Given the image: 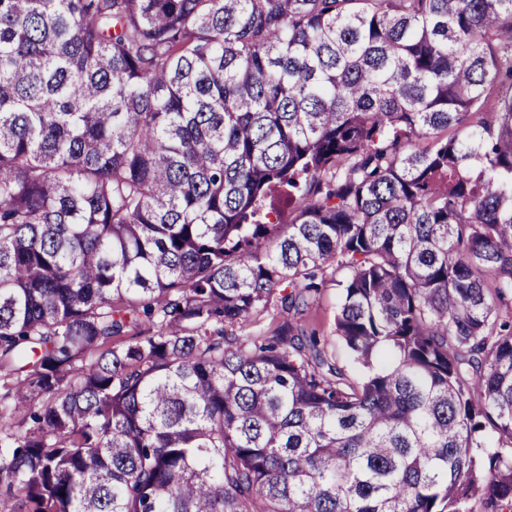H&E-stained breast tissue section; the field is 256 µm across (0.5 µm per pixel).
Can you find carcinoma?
<instances>
[{"label": "carcinoma", "mask_w": 512, "mask_h": 512, "mask_svg": "<svg viewBox=\"0 0 512 512\" xmlns=\"http://www.w3.org/2000/svg\"><path fill=\"white\" fill-rule=\"evenodd\" d=\"M510 297L512 0H0V512H512ZM340 302V288L336 281L327 278L325 287L322 288L312 307L303 315H294L293 311L272 309L257 317V319L243 327V334L270 336L279 326L291 323L307 325L309 331H315L320 339V344L325 350L336 357L338 363L344 366L351 378H359L363 373V367L353 362L348 357L336 336L335 318Z\"/></svg>", "instance_id": "obj_1"}]
</instances>
